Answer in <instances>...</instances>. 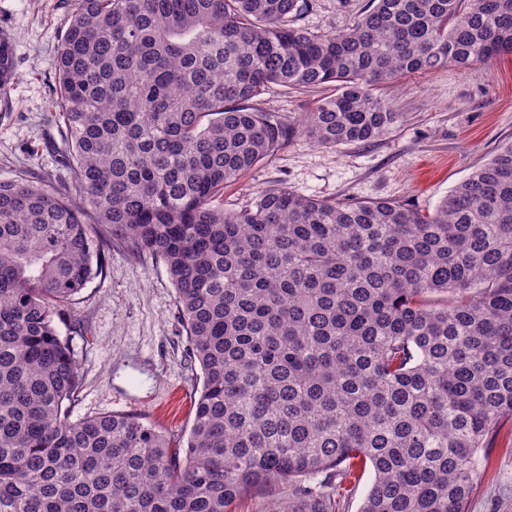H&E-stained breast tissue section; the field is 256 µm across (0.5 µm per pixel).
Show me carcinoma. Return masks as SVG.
Listing matches in <instances>:
<instances>
[{"instance_id": "carcinoma-1", "label": "carcinoma", "mask_w": 512, "mask_h": 512, "mask_svg": "<svg viewBox=\"0 0 512 512\" xmlns=\"http://www.w3.org/2000/svg\"><path fill=\"white\" fill-rule=\"evenodd\" d=\"M54 63L79 200L0 181V512H467L512 422V143L432 214L286 189L213 205L295 133L369 143L370 87L512 54V0H372L345 30L299 0H68ZM15 76L0 38V89ZM336 87L294 125L270 86ZM109 229L165 263L203 385L186 447L142 419L71 420L84 384L55 315L103 272ZM451 294L443 305L433 294ZM283 495L267 496L260 493L245 495L230 507L232 512H279L283 506Z\"/></svg>"}]
</instances>
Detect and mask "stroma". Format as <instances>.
Segmentation results:
<instances>
[{
	"mask_svg": "<svg viewBox=\"0 0 512 512\" xmlns=\"http://www.w3.org/2000/svg\"><path fill=\"white\" fill-rule=\"evenodd\" d=\"M62 0H0V37L12 44L16 75L0 89V181L70 188L54 140V61L65 25ZM368 0H307L298 27L315 35L343 30ZM275 87L262 108L297 121L315 102L335 94ZM399 112L388 134L338 147L295 134L279 151L224 187V207L247 205L255 193L278 187L336 201L397 202L431 213L449 191L512 142V56L467 73L446 67L398 77L376 88ZM84 377L71 417L126 413L185 445L202 388L178 318L176 290L163 261L111 247L101 275L57 316ZM468 512H512V423L489 451Z\"/></svg>",
	"mask_w": 512,
	"mask_h": 512,
	"instance_id": "obj_1",
	"label": "stroma"
}]
</instances>
